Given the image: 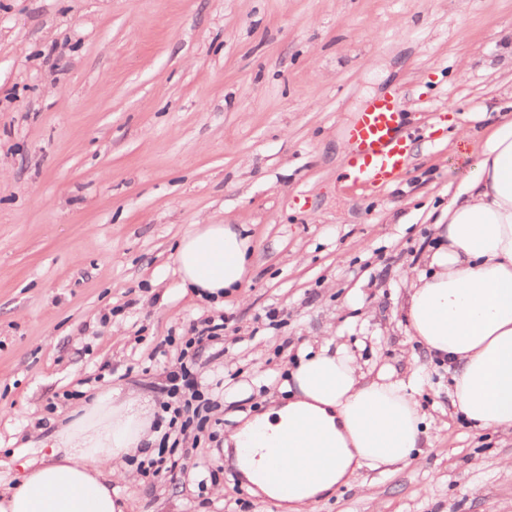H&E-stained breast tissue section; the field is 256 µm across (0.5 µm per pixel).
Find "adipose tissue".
Listing matches in <instances>:
<instances>
[{
  "mask_svg": "<svg viewBox=\"0 0 512 512\" xmlns=\"http://www.w3.org/2000/svg\"><path fill=\"white\" fill-rule=\"evenodd\" d=\"M466 184L434 225L430 274L410 283L408 330L453 371V405L479 428L512 429V121L489 133ZM249 237L229 224H198L180 240L175 262L184 286L221 299L249 273ZM419 372L362 367L348 348L324 339L298 354L287 403L270 407L230 435L235 448L263 434L287 440L291 482L281 491L260 467L249 482L284 512H306L317 497L364 471L407 461L424 421L414 400ZM149 405L121 389L99 393L52 436L51 452L27 462L0 492V512H124L115 485L126 457L148 448Z\"/></svg>",
  "mask_w": 512,
  "mask_h": 512,
  "instance_id": "adipose-tissue-1",
  "label": "adipose tissue"
}]
</instances>
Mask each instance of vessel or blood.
I'll return each instance as SVG.
<instances>
[{
	"mask_svg": "<svg viewBox=\"0 0 512 512\" xmlns=\"http://www.w3.org/2000/svg\"><path fill=\"white\" fill-rule=\"evenodd\" d=\"M401 114L396 100L378 98L357 113L348 131L346 169L354 179L383 186L400 174L410 155L408 136L401 130ZM287 443L276 442L266 450L265 474L287 486L288 476L280 466L291 456Z\"/></svg>",
	"mask_w": 512,
	"mask_h": 512,
	"instance_id": "1",
	"label": "vessel or blood"
}]
</instances>
